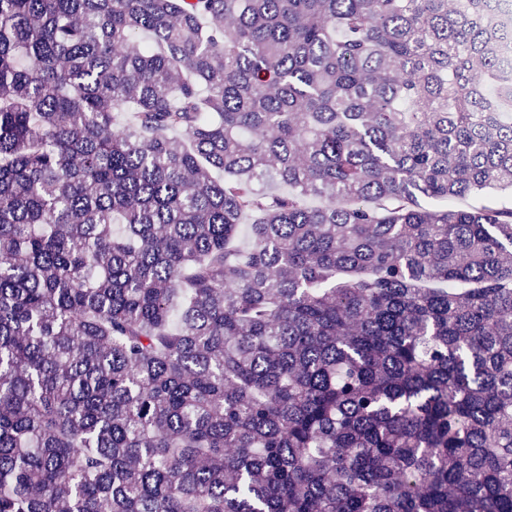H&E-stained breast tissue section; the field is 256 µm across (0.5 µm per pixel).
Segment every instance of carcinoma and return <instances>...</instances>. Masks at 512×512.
Listing matches in <instances>:
<instances>
[{
	"label": "carcinoma",
	"mask_w": 512,
	"mask_h": 512,
	"mask_svg": "<svg viewBox=\"0 0 512 512\" xmlns=\"http://www.w3.org/2000/svg\"><path fill=\"white\" fill-rule=\"evenodd\" d=\"M510 42L0 0V512H512Z\"/></svg>",
	"instance_id": "obj_1"
}]
</instances>
